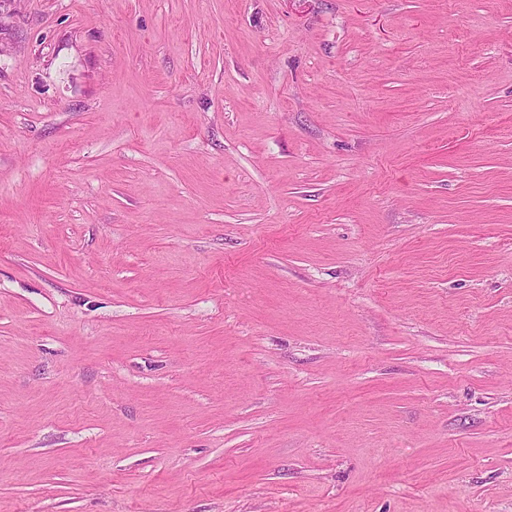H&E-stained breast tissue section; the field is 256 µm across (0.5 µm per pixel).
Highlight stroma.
Listing matches in <instances>:
<instances>
[{
    "label": "stroma",
    "mask_w": 512,
    "mask_h": 512,
    "mask_svg": "<svg viewBox=\"0 0 512 512\" xmlns=\"http://www.w3.org/2000/svg\"><path fill=\"white\" fill-rule=\"evenodd\" d=\"M0 512H512V0H0Z\"/></svg>",
    "instance_id": "35a3bbf8"
}]
</instances>
